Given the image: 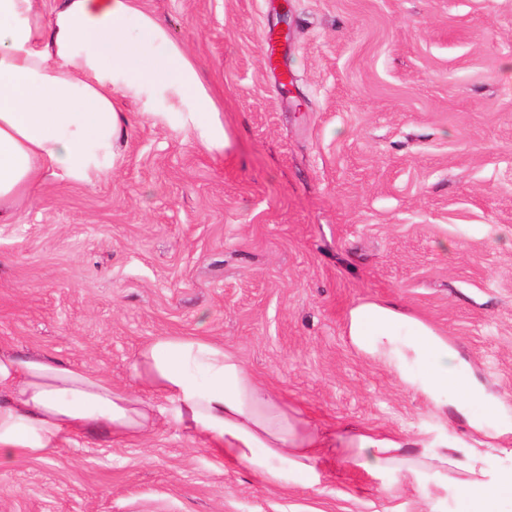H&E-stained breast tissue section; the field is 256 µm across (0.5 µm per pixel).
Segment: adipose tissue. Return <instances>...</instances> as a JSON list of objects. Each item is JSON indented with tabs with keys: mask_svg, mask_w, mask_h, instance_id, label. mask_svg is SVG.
I'll return each instance as SVG.
<instances>
[{
	"mask_svg": "<svg viewBox=\"0 0 512 512\" xmlns=\"http://www.w3.org/2000/svg\"><path fill=\"white\" fill-rule=\"evenodd\" d=\"M146 99L148 117L190 133L214 154L229 137L210 89L169 30L136 0H0V223L45 175L92 181L118 155L127 121L118 95ZM347 334L361 353L382 359L400 381L447 412L449 396L469 425L489 438L499 413L447 339L425 321L378 302L349 312ZM138 391L60 359L0 352V465L20 454L42 459L92 428L135 439L158 410L202 435L218 457L272 486L310 484L322 455L319 428L299 429L288 406L259 384L237 355L200 336H160L132 365ZM365 467L416 475L447 472L466 512H498L512 497V466L486 472L476 448L409 449L384 434L345 430Z\"/></svg>",
	"mask_w": 512,
	"mask_h": 512,
	"instance_id": "adipose-tissue-1",
	"label": "adipose tissue"
}]
</instances>
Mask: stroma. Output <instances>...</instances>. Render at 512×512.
I'll return each mask as SVG.
<instances>
[{"label": "stroma", "instance_id": "stroma-1", "mask_svg": "<svg viewBox=\"0 0 512 512\" xmlns=\"http://www.w3.org/2000/svg\"><path fill=\"white\" fill-rule=\"evenodd\" d=\"M211 87L223 154L120 101L113 168L51 177L0 223V350L135 388L157 336H205L332 431L318 478L272 487L159 423L0 467V512H462L446 476L350 463L344 426L486 450L351 345L390 302L436 328L512 425V0H141ZM293 77L282 90L267 35Z\"/></svg>", "mask_w": 512, "mask_h": 512}]
</instances>
